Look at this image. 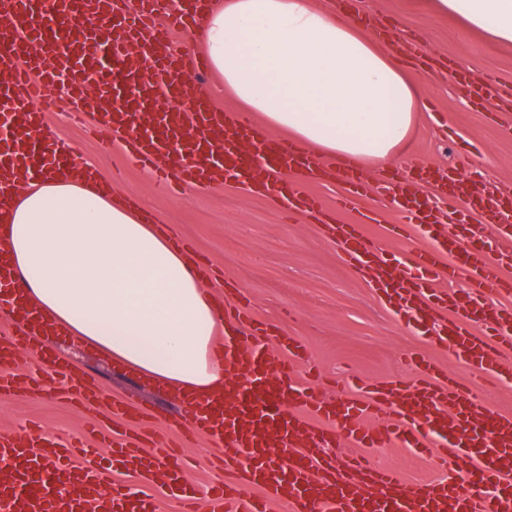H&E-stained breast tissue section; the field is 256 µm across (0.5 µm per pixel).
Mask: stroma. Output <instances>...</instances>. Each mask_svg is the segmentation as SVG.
<instances>
[{
    "instance_id": "stroma-1",
    "label": "stroma",
    "mask_w": 512,
    "mask_h": 512,
    "mask_svg": "<svg viewBox=\"0 0 512 512\" xmlns=\"http://www.w3.org/2000/svg\"><path fill=\"white\" fill-rule=\"evenodd\" d=\"M325 10L369 21V32L384 48L402 52L410 40L421 41L433 61L426 68L409 60L405 66L423 93L425 106L410 149L392 164L401 177L411 179L417 167L444 170L466 162L484 177L486 187L512 191V135L506 123L490 120L500 111L497 99L475 110L455 74L446 64L463 68L477 79L494 75L512 89V46L495 44L481 34L464 31L456 19L433 12L430 0H312ZM44 127L66 145L79 163L91 164L113 191L157 216L176 238L191 248L190 257L211 268L215 276L204 290L213 298L234 291L236 300L276 332L306 345L309 361L298 369L323 397L352 395L346 374L356 370L370 384L400 387L413 374L410 354L434 358L447 369L456 389L502 412H512V381L491 379L479 386L468 383L469 370L451 359L419 327L405 324L371 288L367 278L346 266L325 225L286 213L272 198L240 185L218 184L190 189L176 197L155 193L151 173L132 161L119 141L104 140L71 116L66 92L41 106ZM79 372L91 375L99 389V403L86 409L57 395L44 360L20 351L15 369L40 375L38 388L0 395V430L38 431L50 440L73 434L95 439L110 422L108 401L127 396L155 406L160 418L146 417L138 428L152 436L146 448L155 451V437L179 441L173 427L182 405L168 391L110 357L60 337L48 347ZM376 464L395 469L409 484L430 475L424 459L408 448H377Z\"/></svg>"
}]
</instances>
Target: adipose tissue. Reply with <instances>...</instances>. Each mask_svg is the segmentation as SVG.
I'll list each match as a JSON object with an SVG mask.
<instances>
[{
    "mask_svg": "<svg viewBox=\"0 0 512 512\" xmlns=\"http://www.w3.org/2000/svg\"><path fill=\"white\" fill-rule=\"evenodd\" d=\"M512 45V0H434ZM200 45L225 96L315 156L384 167L407 146L423 99L394 57L311 0H213ZM0 258L27 302L69 338L107 352L170 393L224 384L218 313L166 232L87 166L25 180L0 209Z\"/></svg>",
    "mask_w": 512,
    "mask_h": 512,
    "instance_id": "adipose-tissue-1",
    "label": "adipose tissue"
}]
</instances>
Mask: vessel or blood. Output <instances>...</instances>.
<instances>
[{
  "mask_svg": "<svg viewBox=\"0 0 512 512\" xmlns=\"http://www.w3.org/2000/svg\"><path fill=\"white\" fill-rule=\"evenodd\" d=\"M126 2L111 0L103 10L91 0H0V12L10 17L0 24V140L32 127L35 103L67 88L77 108L92 101L109 113L102 130L123 132L126 153L154 167L164 190L235 183L283 198L289 210L330 221L344 263L361 273L373 270L374 291L388 299L397 316L426 322L438 309L447 310L434 341L471 370L475 381L503 375L499 357L503 346L512 344V309L497 301L512 295V277L505 274L512 267L511 194L483 195L476 179L457 168L445 174L449 216H457L464 203L469 213L492 225L502 246L488 251L476 232L437 223L424 207L421 183L388 177L390 189L402 199L403 221L387 225V232L402 236L416 229L429 243L409 250L404 276L378 270L363 231L376 216L364 213L352 224L333 221L335 210L355 207L371 191L358 162L336 160L347 192L330 211L286 178L287 172L308 166L307 152L270 137L247 113L218 112L202 101L189 112L163 107L162 99L181 97L187 74L201 75L207 63L195 57L186 68L166 51L172 31L189 29L186 13L161 24L155 0H134L131 10ZM33 40L40 50L31 54L27 48ZM133 43L149 49L135 64L127 57ZM501 93L498 80L487 75L472 83L469 98L478 107ZM24 161L38 174L68 164L69 157L48 140L31 137ZM461 277L467 284L460 289ZM7 286L18 297L12 307L22 332L18 344L31 347L41 321L20 302V283L11 280ZM224 318L235 333L218 351L225 372L242 384L202 402L187 400L189 419L182 428L186 439L202 436L220 450L225 481L211 487L208 512H271L275 504L285 512H512L511 413L491 411L458 393L447 373L419 354L409 360L416 372L410 384L388 393L361 386L354 397L326 401L293 376L295 365L306 359L296 338L273 336L267 324L231 302L224 305ZM13 359L10 345L0 344L1 394L28 382L8 372ZM48 368L64 393L92 404V381L54 361ZM101 438L112 450V465H103L96 449L79 438L55 445L47 455L37 434L0 432V464L15 471L11 482L0 483V512H158L159 497L151 487L160 474L179 512H198L195 497L183 487L190 469L185 458L146 452L129 429L107 430ZM343 444L425 451L435 476L406 486L368 457L329 456V449ZM117 465L142 482L136 500H128L125 485L114 479Z\"/></svg>",
  "mask_w": 512,
  "mask_h": 512,
  "instance_id": "b4317fda",
  "label": "vessel or blood"
}]
</instances>
